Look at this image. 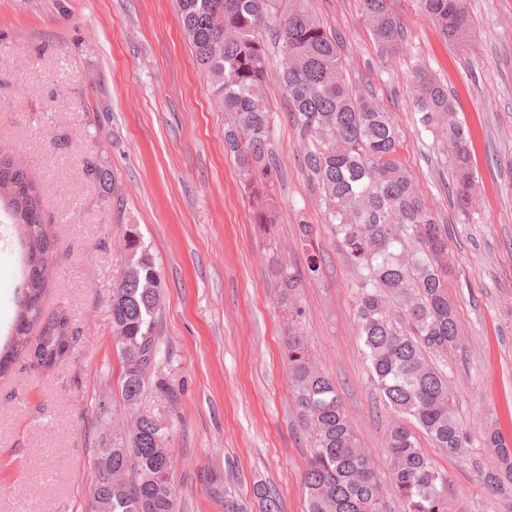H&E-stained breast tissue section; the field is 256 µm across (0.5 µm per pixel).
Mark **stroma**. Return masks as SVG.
Instances as JSON below:
<instances>
[{"instance_id": "35a3bbf8", "label": "stroma", "mask_w": 512, "mask_h": 512, "mask_svg": "<svg viewBox=\"0 0 512 512\" xmlns=\"http://www.w3.org/2000/svg\"><path fill=\"white\" fill-rule=\"evenodd\" d=\"M308 5L341 37L349 76L391 112L402 162L448 230V295L461 328L448 380L469 438L454 457L426 439L421 449L448 477V512H512V493L480 479L497 464L485 431L512 442V0H468L473 29L459 45L440 38L419 0H389L405 40L386 63L359 0ZM279 66L270 48L265 99L283 171L277 251L304 264L298 226L313 225L322 265L299 291L302 329L396 512L385 450L394 416L369 377L352 268L300 165L304 143ZM421 68L447 84L473 140L476 203L466 211L451 195L436 135L415 121L408 87ZM0 147L35 182L54 239L43 313L66 315L75 336L53 368L23 350L0 379V512H90L95 450L125 419L97 407L122 373L109 305L132 231L161 275L157 371L175 389L168 446L182 512H224L216 485L257 512L258 480L282 512H306L309 449L282 360L288 319L248 194L224 154V114L180 29L176 0H0ZM90 161L111 170L113 193L86 175ZM0 226L8 236L0 245L4 346L15 338L24 263L20 232L3 211Z\"/></svg>"}]
</instances>
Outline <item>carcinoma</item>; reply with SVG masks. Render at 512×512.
<instances>
[{
	"label": "carcinoma",
	"mask_w": 512,
	"mask_h": 512,
	"mask_svg": "<svg viewBox=\"0 0 512 512\" xmlns=\"http://www.w3.org/2000/svg\"><path fill=\"white\" fill-rule=\"evenodd\" d=\"M435 29L451 43L472 29L467 0H421ZM178 20L192 41L196 63L228 116L224 150L233 155L250 192L255 223L266 237L280 307L288 315L283 358L306 432L310 456L303 474L307 512H386L370 452L350 425L332 378L312 360L301 331L304 309L297 291L321 268L320 253L307 242L305 265L294 267L276 252L272 196L279 168L271 137V112L262 89L268 77L264 32L281 48V81L292 122L308 146L304 163L322 192L325 221L356 269L353 281L360 336L373 385L396 420L385 447L392 462L400 512H448V478L423 453L418 433L454 455L467 435L456 415L448 382V350L460 328L448 297V230L420 198L399 158L400 136L390 113L351 80L338 39L312 15L304 0H177ZM366 26L379 57L399 49L401 32L389 0H361ZM417 122L438 131L452 168L454 197L462 210L475 202L471 135L456 119L448 87L424 70L409 87ZM87 172L109 190L112 175L97 163ZM0 204L23 230L26 276L15 332L26 336L38 322L33 343L43 364L65 356L73 337L61 315L41 321L49 287L44 267L52 258L42 224L36 185L10 156L0 157ZM161 278L151 255L130 235L112 288V340L122 362L121 399L131 422L112 428L95 458L92 512H178L170 482L176 466L168 448L170 420L158 401H171L169 381L148 372L158 363L156 316ZM486 447L499 467L481 474L496 493L512 490V445L494 429ZM262 512H280L273 489L253 485Z\"/></svg>",
	"instance_id": "obj_1"
}]
</instances>
